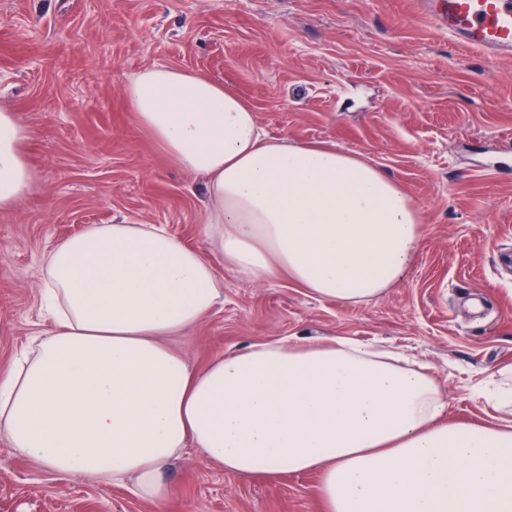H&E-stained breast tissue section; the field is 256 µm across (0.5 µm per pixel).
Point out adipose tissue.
I'll use <instances>...</instances> for the list:
<instances>
[{"label":"adipose tissue","mask_w":512,"mask_h":512,"mask_svg":"<svg viewBox=\"0 0 512 512\" xmlns=\"http://www.w3.org/2000/svg\"><path fill=\"white\" fill-rule=\"evenodd\" d=\"M124 96L170 163L204 177L200 233L222 263L155 224H92L54 244L41 297L51 328L0 376L12 448L151 503L191 448L234 477L318 474L323 512H512V424L445 422L436 380L388 354L294 338L197 368L166 343L215 309L228 272L377 300L421 234L402 187L336 147L268 138L246 100L200 72L149 67ZM29 137L0 110V211L36 180Z\"/></svg>","instance_id":"1"}]
</instances>
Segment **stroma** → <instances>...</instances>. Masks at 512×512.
Returning a JSON list of instances; mask_svg holds the SVG:
<instances>
[{
    "label": "stroma",
    "mask_w": 512,
    "mask_h": 512,
    "mask_svg": "<svg viewBox=\"0 0 512 512\" xmlns=\"http://www.w3.org/2000/svg\"><path fill=\"white\" fill-rule=\"evenodd\" d=\"M418 0H0V109L37 174L0 212V373L50 328L41 259L91 224H158L202 247L203 186L140 131L123 88L155 64L239 93L270 137L361 156L417 205L421 236L378 301L224 276V302L172 339L189 362L327 334L429 369L451 423H512L487 389L512 365V60L449 43ZM162 506L31 462L0 433V512H322L313 473L238 478L185 450Z\"/></svg>",
    "instance_id": "stroma-1"
}]
</instances>
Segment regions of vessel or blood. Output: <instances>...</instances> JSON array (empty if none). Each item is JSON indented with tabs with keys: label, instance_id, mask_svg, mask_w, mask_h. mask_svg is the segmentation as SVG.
<instances>
[{
	"label": "vessel or blood",
	"instance_id": "obj_1",
	"mask_svg": "<svg viewBox=\"0 0 512 512\" xmlns=\"http://www.w3.org/2000/svg\"><path fill=\"white\" fill-rule=\"evenodd\" d=\"M433 20L450 41L492 57L512 58V0H439Z\"/></svg>",
	"mask_w": 512,
	"mask_h": 512
}]
</instances>
